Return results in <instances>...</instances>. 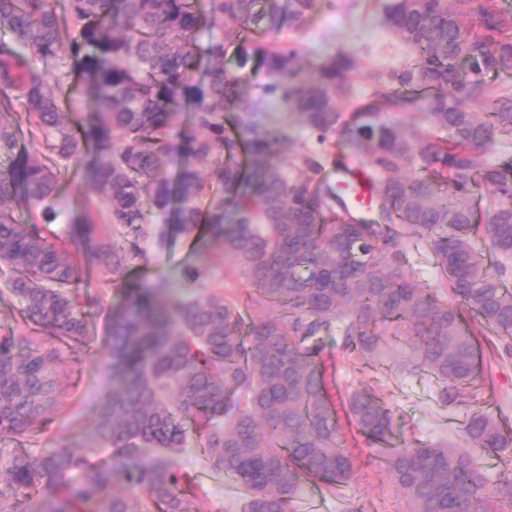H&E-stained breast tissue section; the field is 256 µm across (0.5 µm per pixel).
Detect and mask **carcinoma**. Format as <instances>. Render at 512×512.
I'll list each match as a JSON object with an SVG mask.
<instances>
[{
    "mask_svg": "<svg viewBox=\"0 0 512 512\" xmlns=\"http://www.w3.org/2000/svg\"><path fill=\"white\" fill-rule=\"evenodd\" d=\"M319 0H0V295L22 324L0 334V512H193L194 477L171 453L194 432L200 449L247 491L245 512H289L300 490L356 477L325 380L322 337L371 361L402 341V365L443 383L450 406L473 390L482 351L472 322L512 358V160L491 162L512 135V90L483 91L481 111L459 69L512 76V11L490 0H387L383 24L415 53L372 74L370 103L344 142L367 158L374 204L352 210L325 180L338 104L352 96L355 59L307 58L300 32ZM474 19L470 28L460 18ZM211 32L204 47L196 34ZM237 66H227L228 54ZM261 60L264 80L244 73ZM316 136L266 120L270 104ZM411 106L429 123L401 129ZM43 150L19 148L22 126ZM181 164L167 170L171 139ZM93 186L64 237L62 172ZM495 197L481 214L474 190ZM27 222L17 219L21 208ZM217 243L251 286L244 301L201 289L176 297L123 230ZM434 259L449 299L420 286L411 246ZM126 306L109 316L102 410L80 449L5 448L50 419L62 394L57 343L90 346L84 287L95 265ZM269 309L259 322L244 309ZM350 423L381 455L408 512L512 508V433L479 409L462 424L467 448L394 444V413L368 390L347 393ZM141 448H157L142 455ZM499 456L494 486L473 451Z\"/></svg>",
    "mask_w": 512,
    "mask_h": 512,
    "instance_id": "cac0c4a2",
    "label": "carcinoma"
}]
</instances>
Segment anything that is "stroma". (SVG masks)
Returning a JSON list of instances; mask_svg holds the SVG:
<instances>
[{"mask_svg": "<svg viewBox=\"0 0 512 512\" xmlns=\"http://www.w3.org/2000/svg\"><path fill=\"white\" fill-rule=\"evenodd\" d=\"M382 3L383 0H321L320 8L306 28L296 35L308 57L317 58L341 50L356 58L358 70L353 94L340 103L342 116H349L356 106L369 102L374 90L369 79L371 73L386 75L414 60L411 48L385 28ZM88 194L89 184L83 171L72 169L64 174L59 198L61 216L53 224V232L65 233L68 220L78 213L81 200ZM126 236L136 240L150 260L148 267L138 266L132 270L133 280L146 282L148 273L153 272L167 276L177 288L181 285L183 268L193 264L206 269L204 288L228 295H241L249 289L245 279L233 271L213 245L175 235L166 248L161 249L153 239L136 236L134 231H127ZM100 293L101 305L89 318V334L95 339L92 351L77 355L65 366L61 374L62 403L41 436L42 447L80 446L98 410L95 399L103 384L101 364L105 358L101 342L109 332L106 315L124 304L123 297L115 290ZM323 344L326 379L335 385L337 404H344L348 386L364 385L392 408L397 431L404 437L423 443L445 439L462 446L460 425L471 408L458 404L443 407L441 381L425 372L398 374L377 363L352 360L337 334L324 337ZM481 383L480 406L494 412L512 429V361L501 360L491 344L485 348ZM343 434L354 454L355 480L331 492L312 484L304 486L291 504L290 512H348L352 507L361 508L362 512H406L403 497L364 437L348 423L343 426ZM174 460L190 472L201 487L194 504L196 512H243L244 489L225 477L223 470L203 454L196 440H188Z\"/></svg>", "mask_w": 512, "mask_h": 512, "instance_id": "obj_1", "label": "stroma"}]
</instances>
